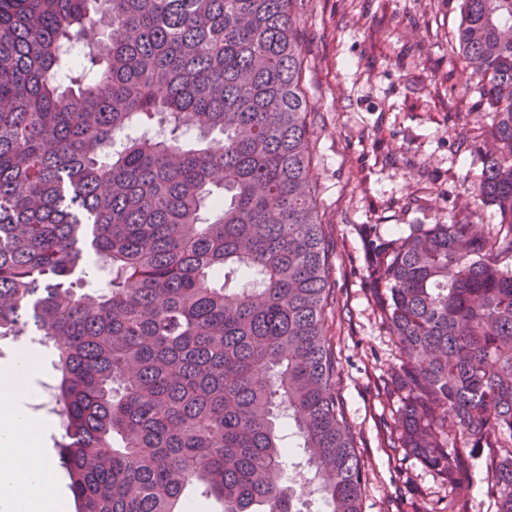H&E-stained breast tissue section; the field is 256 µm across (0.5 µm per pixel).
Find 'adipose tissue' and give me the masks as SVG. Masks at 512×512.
<instances>
[{
  "label": "adipose tissue",
  "instance_id": "1",
  "mask_svg": "<svg viewBox=\"0 0 512 512\" xmlns=\"http://www.w3.org/2000/svg\"><path fill=\"white\" fill-rule=\"evenodd\" d=\"M46 359L36 345L0 362V446L11 451L0 460V512H67L46 450L54 420L31 408Z\"/></svg>",
  "mask_w": 512,
  "mask_h": 512
}]
</instances>
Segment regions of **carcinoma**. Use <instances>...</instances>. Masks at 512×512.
<instances>
[{
	"instance_id": "carcinoma-1",
	"label": "carcinoma",
	"mask_w": 512,
	"mask_h": 512,
	"mask_svg": "<svg viewBox=\"0 0 512 512\" xmlns=\"http://www.w3.org/2000/svg\"><path fill=\"white\" fill-rule=\"evenodd\" d=\"M296 3L0 0V338L57 353L78 512H295L297 449L324 512H362ZM458 8L493 113L480 182L461 219L369 236L368 276L400 447L458 512L450 469L497 449L487 495L512 512V0ZM94 23L107 41L64 55Z\"/></svg>"
}]
</instances>
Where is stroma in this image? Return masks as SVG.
Here are the masks:
<instances>
[{
	"mask_svg": "<svg viewBox=\"0 0 512 512\" xmlns=\"http://www.w3.org/2000/svg\"><path fill=\"white\" fill-rule=\"evenodd\" d=\"M458 23V0H304L298 9L334 282L325 329L364 466L363 512H454L447 484L397 444L398 350L367 275L366 235L446 223L478 183L491 114L458 51Z\"/></svg>",
	"mask_w": 512,
	"mask_h": 512,
	"instance_id": "obj_1",
	"label": "stroma"
}]
</instances>
